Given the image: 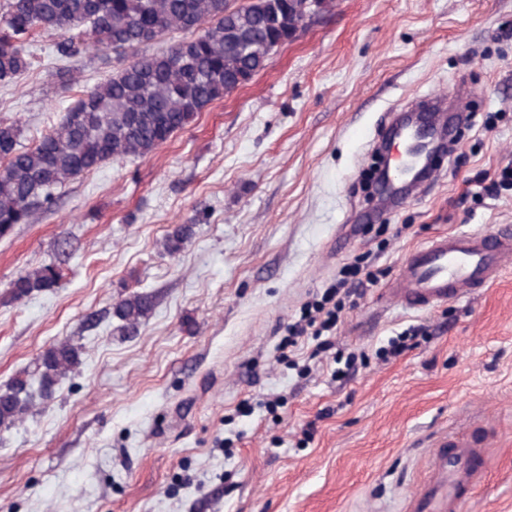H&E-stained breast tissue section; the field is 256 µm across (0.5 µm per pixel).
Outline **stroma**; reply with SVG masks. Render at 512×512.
<instances>
[{
	"mask_svg": "<svg viewBox=\"0 0 512 512\" xmlns=\"http://www.w3.org/2000/svg\"><path fill=\"white\" fill-rule=\"evenodd\" d=\"M53 36L0 82V123L32 145L122 67L88 51L57 77ZM465 88L475 124L407 198L365 180L396 113ZM512 0H335L262 71L153 153L110 160L0 238V388L53 342L82 363L0 431V512H412L444 444L487 460L455 512H512V271L419 312L384 301L432 238L512 225ZM194 234L176 256L160 242ZM46 264L54 291L13 302ZM381 273L336 329L281 358L288 324L345 266ZM151 293L135 336L113 305ZM418 328L416 346L384 355ZM193 225L180 224L168 232L160 243L162 252L169 256L180 253L193 235ZM60 273L53 265H42L21 273L10 283V300L19 301L57 287Z\"/></svg>",
	"mask_w": 512,
	"mask_h": 512,
	"instance_id": "1",
	"label": "stroma"
}]
</instances>
